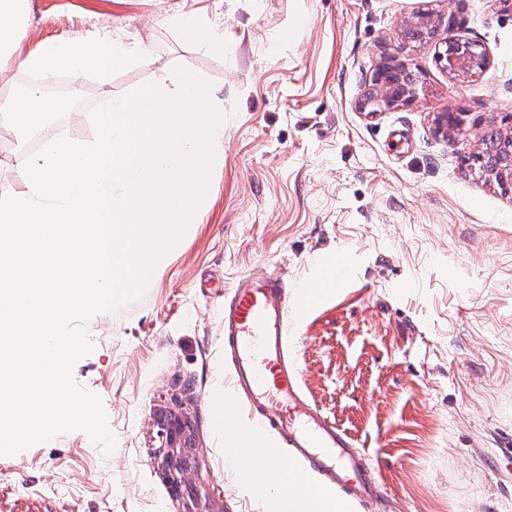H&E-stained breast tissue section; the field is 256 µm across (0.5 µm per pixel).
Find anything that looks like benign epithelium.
I'll return each instance as SVG.
<instances>
[{"mask_svg": "<svg viewBox=\"0 0 512 512\" xmlns=\"http://www.w3.org/2000/svg\"><path fill=\"white\" fill-rule=\"evenodd\" d=\"M453 12H420L403 20V25H418L430 33V42L445 47L438 53L439 62L451 73L475 76L487 67V55L482 46L475 42L452 35L456 27ZM410 70L405 62L389 60L376 71L373 88L363 102V109L375 113L385 109L405 106L416 101L424 89V81L418 79L411 84H402V77ZM466 126L464 114L445 112L435 119V131L444 137L460 134ZM488 182L499 185L512 183V151L496 156L482 170ZM156 434L161 440L160 452L156 459L162 474L175 487L193 483L196 472V440L189 418L175 409H164L154 418Z\"/></svg>", "mask_w": 512, "mask_h": 512, "instance_id": "obj_1", "label": "benign epithelium"}]
</instances>
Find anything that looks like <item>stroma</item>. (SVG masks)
<instances>
[{
	"instance_id": "35a3bbf8",
	"label": "stroma",
	"mask_w": 512,
	"mask_h": 512,
	"mask_svg": "<svg viewBox=\"0 0 512 512\" xmlns=\"http://www.w3.org/2000/svg\"><path fill=\"white\" fill-rule=\"evenodd\" d=\"M453 10L456 36L488 54L477 76L448 73L438 49L400 28ZM190 14L223 29L200 49L170 24ZM106 33L144 62L83 78L90 103L174 68L224 100V158L180 246L142 295L93 316L91 354L73 368L103 403L112 454L76 430L0 459V512H276L240 487L211 396L223 391L224 295L242 275L281 279L289 299L341 255L349 281L288 315V353L308 404L348 431L369 497L353 512H512V186L485 183L472 146L434 131L442 112L504 126L512 117V0H28L22 45ZM388 58L427 91L376 114L359 103ZM88 140V112L0 145V195L25 190L16 152ZM179 405L199 447L195 486L157 469L158 408Z\"/></svg>"
}]
</instances>
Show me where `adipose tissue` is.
<instances>
[{
  "label": "adipose tissue",
  "mask_w": 512,
  "mask_h": 512,
  "mask_svg": "<svg viewBox=\"0 0 512 512\" xmlns=\"http://www.w3.org/2000/svg\"><path fill=\"white\" fill-rule=\"evenodd\" d=\"M24 13L25 0H0V60H13L38 78L86 73L104 76L117 65L136 64L144 57L140 45L109 37L59 39L25 51L19 37ZM262 481L267 486H284L278 498L279 512H333V504L317 491L315 483L295 469L266 470Z\"/></svg>",
  "instance_id": "ef3b65f1"
}]
</instances>
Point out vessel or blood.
<instances>
[{"instance_id": "vessel-or-blood-1", "label": "vessel or blood", "mask_w": 512, "mask_h": 512, "mask_svg": "<svg viewBox=\"0 0 512 512\" xmlns=\"http://www.w3.org/2000/svg\"><path fill=\"white\" fill-rule=\"evenodd\" d=\"M287 315L283 281L247 274L235 282L224 299V340L236 365L213 404L224 422L229 455L239 460L240 478L252 477L255 462L239 457V445L281 436L305 469L324 474L319 489L336 512H347L371 489L361 478L353 438L299 393L300 372L288 356Z\"/></svg>"}]
</instances>
